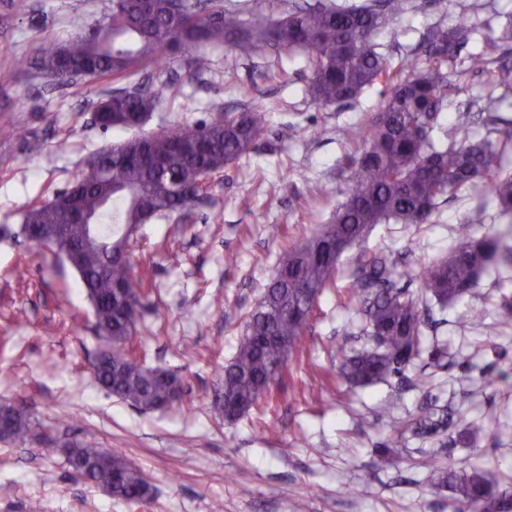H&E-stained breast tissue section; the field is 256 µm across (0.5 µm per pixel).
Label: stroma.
<instances>
[{"label": "stroma", "mask_w": 512, "mask_h": 512, "mask_svg": "<svg viewBox=\"0 0 512 512\" xmlns=\"http://www.w3.org/2000/svg\"><path fill=\"white\" fill-rule=\"evenodd\" d=\"M111 0H0V405L25 407L36 422L23 444L0 442V512H451L440 469L481 467L496 486L512 475V281L491 273L426 330L422 358L367 387L338 384L337 350L360 349L350 288L361 256H399L404 285L420 291L424 265L447 255L462 225L502 230L483 189L441 202L431 223L379 224L346 250L334 288L320 297L282 383L258 409L224 422L212 399L234 357L247 314L275 273L283 246L330 223L352 173L355 151L381 86L354 102L324 107L306 94V62L272 48L246 56L206 45V71L189 53L163 55L124 80L167 85L173 103L153 112L146 131L208 121L217 114L268 112V140L230 170L212 176L187 218L162 216L139 225L132 261L150 267L153 306L131 340L151 368L183 380L179 405L143 411L103 391L91 362L102 341L73 269L35 248L23 232L33 203L67 188L91 155L125 138L93 122L109 79L60 84L17 62L35 60L43 42L72 32L73 15L98 22ZM512 19V0H408L396 31L377 41L393 63L416 58L439 26L489 33ZM443 112L446 128L485 136L472 117L488 91L487 74L456 75ZM298 126L287 138L289 126ZM65 151H58L59 142ZM480 312L485 326L473 324ZM498 322L495 332L486 325ZM425 374L428 384L411 387ZM401 399L392 409L393 399ZM438 424L426 434L420 421ZM477 433L463 438L466 425ZM403 436H396V429ZM103 448L142 469L150 495L131 505L75 478L65 444Z\"/></svg>", "instance_id": "stroma-1"}]
</instances>
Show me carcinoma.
<instances>
[{
    "instance_id": "carcinoma-1",
    "label": "carcinoma",
    "mask_w": 512,
    "mask_h": 512,
    "mask_svg": "<svg viewBox=\"0 0 512 512\" xmlns=\"http://www.w3.org/2000/svg\"><path fill=\"white\" fill-rule=\"evenodd\" d=\"M170 2L153 0L152 12L144 15L138 0H112L110 13L96 26L72 19L73 36L39 48V68H58L55 77L62 81L72 79L68 69L79 66L90 68L95 78L118 80L166 51L224 44L249 54L271 46L290 56H306L307 92L320 105L355 100L377 84L384 87L378 111L363 127L358 150L348 160L353 173L331 223L278 254L272 281L246 317L236 355L224 367V391L216 397L219 405L235 406L234 422L257 408L282 378L320 296L335 285L340 247L361 242L376 224H427L440 202L478 185L493 199L499 217L511 224L512 174L500 165L503 147L497 141L462 136L442 146L434 139L456 88L448 63L457 60L468 40L465 27L434 29L423 60L394 66L376 37L396 24L405 12V0L306 4L279 19L273 18L272 0H244L235 10L224 8L222 0H185L186 13L177 27L168 24ZM495 48L503 50V56L489 83L494 89L511 90L512 20L487 37L484 51L468 56L469 66L484 63ZM168 98L149 86L117 90L101 97L96 110L107 105L117 116L152 113ZM267 129V113L258 109L164 127L147 141V162L137 158L140 137L127 138L103 150L112 176H102L89 164L72 187L36 202L24 215L26 224L59 226L72 236V263L94 304L96 329L107 334L92 364L95 381L139 409L173 407L169 398L181 385L177 374L143 365L127 348L148 307L149 272L143 270L134 281L138 299H130L120 286L132 279L127 257L131 244H126L123 257L109 254L104 240L85 244L72 226V216H96L104 225L139 224L149 215L184 212L205 189L209 176L236 163ZM502 263L512 265L511 245L464 227L446 258L422 267L424 292L418 295L398 286L405 273L393 255L376 252L360 258L351 288L368 345L338 351L337 382L365 387L403 376L424 352L427 303L446 307L472 292L483 274L499 272ZM34 427L26 410L0 405L1 440L23 443ZM67 459L75 474L117 499L141 503L149 494L144 473L112 453L72 447ZM440 482L451 491L454 512H512V491L494 488L479 467L450 466L441 472Z\"/></svg>"
}]
</instances>
